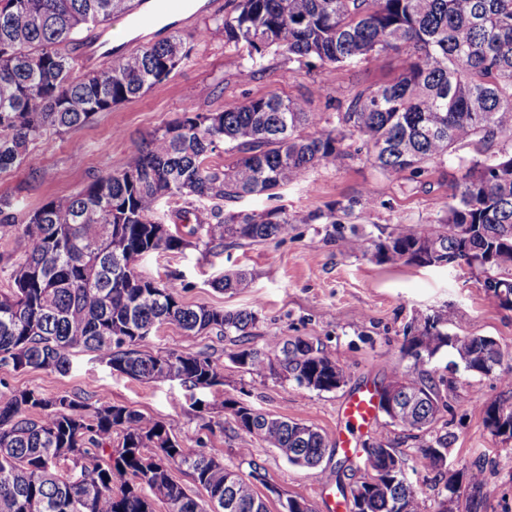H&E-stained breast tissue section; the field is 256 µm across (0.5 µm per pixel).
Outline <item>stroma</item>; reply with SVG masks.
<instances>
[{
    "instance_id": "stroma-1",
    "label": "stroma",
    "mask_w": 512,
    "mask_h": 512,
    "mask_svg": "<svg viewBox=\"0 0 512 512\" xmlns=\"http://www.w3.org/2000/svg\"><path fill=\"white\" fill-rule=\"evenodd\" d=\"M234 6L235 0H212L211 7L193 18L178 16L172 31L183 38L188 58L141 97L98 113L86 124L50 134L19 167L0 174V197L28 212L48 197L78 192L93 180L122 170L138 146L186 112H221L276 95L308 97L310 111L334 117L337 105L357 91L390 80L406 60L405 51H392L336 68L312 59L272 55L264 73L245 81L238 75L245 50L215 29L216 20ZM318 84L324 87L319 96L312 92ZM360 146L356 139L347 142L351 158L341 167L306 171L281 190L280 206L293 215L320 212L334 203L347 205L351 213L340 231L374 237L389 232L392 225L425 226L443 214L456 159L413 180L394 178L375 169ZM135 268L145 278L175 286L185 303L232 311L257 309L251 345L263 346L273 333L323 343L343 366L345 384L332 393H317L276 376L254 377L230 362L236 348L231 338L188 336L167 325L153 337L151 350L208 354L224 365L223 385L190 390L175 381L140 382L112 373L91 353L80 351L73 353L72 368L64 376L0 366V391L19 387L48 396L106 397L112 404L172 425L184 447L223 449L226 466L245 472L250 463L259 464L268 484L306 499L317 512H329V501L340 498L333 476L338 454H326L313 470L292 465L276 449L238 430L225 400L301 418L335 439L344 400L358 386L389 384L410 363L402 351L410 324L440 310L448 313L449 331L492 337L503 353L501 371L512 370V308L487 295L480 273L448 266L385 265L368 254L347 255L327 239L325 225L317 222L293 225L287 237L272 242L151 253L139 258ZM237 268L250 272L249 288L233 294L213 288L215 278ZM453 361L446 353L431 365L434 376L458 387L435 428L448 436L447 474L419 466V441L411 433L382 421L377 428L407 458L409 477L424 492L425 512H436L443 501L450 512H512V441L493 437L483 424L485 408L512 392L497 376L454 369ZM247 447L252 456L245 462L239 451ZM450 477L458 487L451 498L444 489Z\"/></svg>"
}]
</instances>
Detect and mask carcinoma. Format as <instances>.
I'll return each mask as SVG.
<instances>
[{
  "label": "carcinoma",
  "instance_id": "1",
  "mask_svg": "<svg viewBox=\"0 0 512 512\" xmlns=\"http://www.w3.org/2000/svg\"><path fill=\"white\" fill-rule=\"evenodd\" d=\"M132 0H0V173L23 163L48 134L89 122L97 113L141 96L186 58L178 35L120 56L112 66L76 73L66 52L82 29L125 15ZM227 41L247 50L239 73L249 80L267 56L315 59L340 67L409 49L392 81L355 94L336 121L308 111L307 100L252 99L216 113L185 112L155 132L124 168L82 191L48 198L18 222L16 204L0 198V229L22 248L11 288L0 292V365L15 371L67 375L76 350L89 351L113 372L142 382L177 380L189 389L224 384V365L201 353L146 350L165 325L187 336L238 338L230 360L244 372L277 375L299 387L333 392L345 372L324 345L307 338L269 336L247 344L255 310L188 305L176 287L135 270L141 256L204 244L262 243L288 236L293 224L328 212L290 215L276 206L224 210L247 195L273 197L315 166L339 167L353 137L372 165L389 176L414 179L456 156L461 171L445 213L428 227L395 224L376 238L356 231L328 233L345 253L373 251L380 264L437 266L472 251L507 259L483 269L484 288L512 278V0H237L218 20ZM473 143L470 158L457 151ZM231 145L235 161L210 163ZM198 203L196 225L181 234L158 217L162 201ZM249 287L240 271L213 288ZM452 350L467 372L488 374L502 357L488 336L448 333V312L418 321L404 352L413 360L389 386L405 395L387 424L422 434L420 463L440 470L448 435L432 434L448 408V381L428 366ZM239 430L277 449L288 462L315 468L331 447L301 420L224 402ZM494 437L512 432V401L485 410ZM363 480L339 485L350 512H423L424 501L406 473V459L383 433L363 443ZM184 469L204 492L189 495L172 475ZM260 467L224 466L218 448L192 451L174 429L126 406L76 394L48 397L36 389L0 392V512H269L258 490Z\"/></svg>",
  "mask_w": 512,
  "mask_h": 512
}]
</instances>
